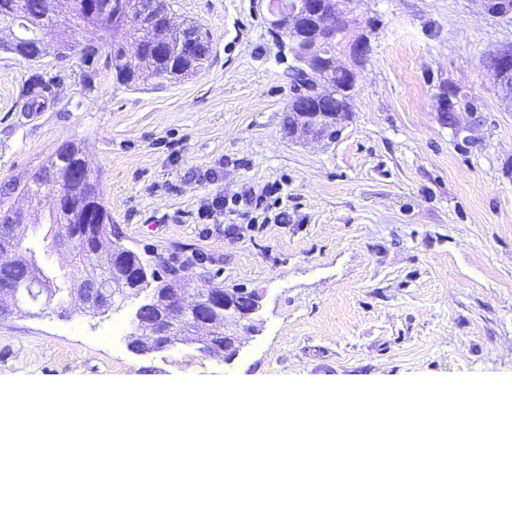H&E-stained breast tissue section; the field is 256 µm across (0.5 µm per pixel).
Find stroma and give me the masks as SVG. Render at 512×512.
<instances>
[{
	"mask_svg": "<svg viewBox=\"0 0 512 512\" xmlns=\"http://www.w3.org/2000/svg\"><path fill=\"white\" fill-rule=\"evenodd\" d=\"M491 2L360 0L371 54L339 135L321 142L284 129L295 77L267 0H171L212 37L207 67L178 83L147 74L133 88L102 58L0 50V184L84 143L126 247L263 295L259 333L228 361L131 352L134 298L6 314L0 377L512 374V112L482 66L512 44V12ZM450 85L475 107L455 128L437 108ZM264 184V201L201 218L212 197Z\"/></svg>",
	"mask_w": 512,
	"mask_h": 512,
	"instance_id": "obj_1",
	"label": "stroma"
}]
</instances>
